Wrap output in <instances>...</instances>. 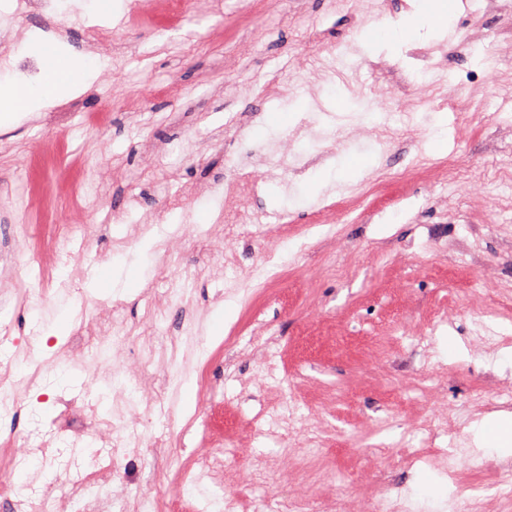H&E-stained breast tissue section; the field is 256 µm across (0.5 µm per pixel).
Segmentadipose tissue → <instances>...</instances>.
<instances>
[{
    "instance_id": "1",
    "label": "adipose tissue",
    "mask_w": 512,
    "mask_h": 512,
    "mask_svg": "<svg viewBox=\"0 0 512 512\" xmlns=\"http://www.w3.org/2000/svg\"><path fill=\"white\" fill-rule=\"evenodd\" d=\"M449 17L447 0H418L405 26L386 27L389 41L406 39L420 29L440 28ZM41 60V78L37 84L0 81V124L11 123L24 112H36L80 92L98 68L96 59L62 52L60 41L39 40L34 46Z\"/></svg>"
}]
</instances>
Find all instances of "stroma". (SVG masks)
<instances>
[{
  "label": "stroma",
  "mask_w": 512,
  "mask_h": 512,
  "mask_svg": "<svg viewBox=\"0 0 512 512\" xmlns=\"http://www.w3.org/2000/svg\"><path fill=\"white\" fill-rule=\"evenodd\" d=\"M378 0H197L167 24L165 0H112L97 17L91 0H56L53 14L68 52L86 53L85 37L105 29L112 43L90 87L56 105L0 125V328L18 342L0 384L17 409L0 416V512H54L64 489L105 471L90 499L110 512L111 492L157 500L165 512H206L216 495L238 512L267 501L361 506L387 476L406 512H449L468 497L469 482L450 479L441 457L459 424L463 445L481 447L487 421L473 413L477 385L512 384V345L487 353L483 337L512 336V0H469L449 25L460 49L420 32L392 46L368 42L366 23ZM46 9L16 17L0 7V80H25L9 57L38 64L31 40L42 36ZM364 27H354V19ZM499 52L482 68L485 44ZM287 82V98L268 104L248 93L269 70ZM448 96L461 109L435 111ZM344 107H337V99ZM256 112L251 151L228 132L235 162L268 174L264 147L287 143L311 158L304 175L270 176L252 202L262 221L239 230L223 225L205 198L170 211L156 186L178 191L213 176L201 151L206 127L232 113ZM185 113L182 124L171 113ZM444 135L445 148L432 142ZM389 138L387 157L377 137ZM423 147L426 156L455 163L451 183L430 179L380 184L382 169L400 173ZM328 161H321L324 149ZM370 169L347 177L351 157ZM93 169L97 195H86ZM360 184L372 193L310 241L295 243L316 205L347 197ZM288 240L276 241L279 213ZM185 226L172 243L171 278L156 252L133 240L146 216ZM86 225L71 248L74 285L47 281L55 270V226ZM277 247L283 278L271 288L250 285V268ZM237 266L224 272V253ZM139 261L140 281L100 291L96 271ZM499 303L496 313L471 299L475 278ZM188 279L183 302L169 304L171 280ZM70 308L65 335L49 329ZM125 326L133 349L112 345V324ZM420 335L403 336L402 327ZM183 377L164 390L167 378ZM304 422L288 418V400ZM280 426L269 431L272 416ZM112 421L128 449L113 463L112 448L88 433ZM39 435L57 440V458L29 455ZM178 436L176 447L157 439ZM228 448L224 485L187 487L182 472L211 450ZM320 448L319 479L299 486L288 464L294 446Z\"/></svg>",
  "instance_id": "35a3bbf8"
}]
</instances>
